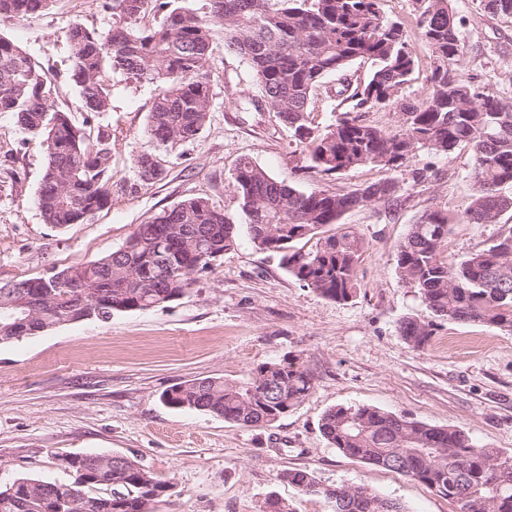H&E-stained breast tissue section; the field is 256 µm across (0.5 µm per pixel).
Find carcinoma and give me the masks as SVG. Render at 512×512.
<instances>
[{"mask_svg":"<svg viewBox=\"0 0 512 512\" xmlns=\"http://www.w3.org/2000/svg\"><path fill=\"white\" fill-rule=\"evenodd\" d=\"M52 0H0V23L30 19ZM164 12L151 28L141 25L148 4ZM119 24L98 33L81 24L70 29V79L79 88L85 117L75 126L55 108L52 82L33 57L0 36V113H11L27 132L43 139L46 164L37 195L45 223L83 224L112 202V137L91 126L110 108L104 76L121 71L155 86L146 133L160 145L196 138L211 106L205 69L215 32L250 64L262 90L260 106L288 126L299 147L300 166L326 181L360 166L385 171L410 162L419 150L448 155L461 145L473 153V194L460 215L435 210L411 225L396 253L402 281L418 289L441 321L480 322L512 332V231L457 261L440 258L450 225L497 224L512 209V103L462 75V20L450 0H417L418 29L432 52L430 91L418 105L402 106L404 121L385 130L363 119L393 107L411 81L415 56L399 21L383 16L380 0H209L200 14L180 0H106ZM484 12L512 18V0H479ZM372 59L368 80L337 92L349 102L336 123L319 130L306 119L314 91L330 75ZM145 184L163 175L157 157L135 161ZM234 185L252 243L257 248L286 240L282 263L303 286L324 298L346 301L356 285L365 241L355 231L331 234L349 210L399 200L398 183L385 178L345 193L300 191L250 158H242ZM316 240L304 251L297 240ZM233 216L205 197H191L140 224L119 249L79 266L0 284V344L19 340L12 326L27 321L25 335L178 299L193 274L237 246ZM434 323L407 317L406 343L422 350ZM314 377L297 359L264 363L250 382L221 378L176 384L161 394L175 409L204 411L242 427L267 426L299 406ZM320 430L330 445L365 464L417 480L458 507V512H512V453L481 448L461 429L436 427L371 405H339L326 411ZM72 483L20 477L0 486V512H156L171 485L138 462L120 467L104 453L72 454ZM279 479L333 503L334 512H406L403 506L362 486L337 494L306 470L286 469ZM98 488L109 494L94 495Z\"/></svg>","mask_w":512,"mask_h":512,"instance_id":"obj_1","label":"carcinoma"}]
</instances>
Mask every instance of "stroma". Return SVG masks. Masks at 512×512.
I'll return each mask as SVG.
<instances>
[{"label":"stroma","instance_id":"1","mask_svg":"<svg viewBox=\"0 0 512 512\" xmlns=\"http://www.w3.org/2000/svg\"><path fill=\"white\" fill-rule=\"evenodd\" d=\"M466 53L465 76L512 102V18L491 17L478 0H451ZM385 16L401 20L416 56L404 101L425 99L432 53L416 28L414 0H380ZM103 0H54L37 17L0 26L51 80L55 106L74 123L84 117L70 80L69 32L74 24L108 31ZM209 119L193 140L169 147L146 133L154 88L119 71L106 87L110 109L99 116L112 136V203L83 224H45L36 205L45 147L9 113L0 114V282H15L103 257L121 247L138 224L183 199L202 196L231 215L240 212L233 173L252 158L299 190L316 186L297 170L291 132L260 109L261 88L242 57L216 34L206 63ZM371 62L323 79L309 107L312 126L336 121L344 81H366ZM161 161L160 180L142 183L135 158ZM470 148L448 155L416 153L390 173L362 166L325 181L346 192L395 179L400 203H377L344 214L367 243L351 298L336 302L303 287L278 253L261 250L240 229L238 245L197 275L179 299L117 314L111 322L83 320L0 344V484L20 477L68 484L61 453H106L137 461L172 489L157 512H264L269 497L294 512H332L278 475L312 473L323 485H360L400 502L407 512H456L424 484L344 456L323 437L320 419L337 405L367 404L437 427L464 430L477 444L512 452V333L473 322L438 324L425 350L400 334L408 316L429 319L416 289L402 283L396 252L412 224L433 210L461 214L473 192ZM426 178L415 181V170ZM512 228V211L496 224L457 223L443 259L479 251ZM298 358L314 376L305 401L272 425L246 428L202 412L165 406L168 387L194 379L250 380L267 362Z\"/></svg>","mask_w":512,"mask_h":512}]
</instances>
